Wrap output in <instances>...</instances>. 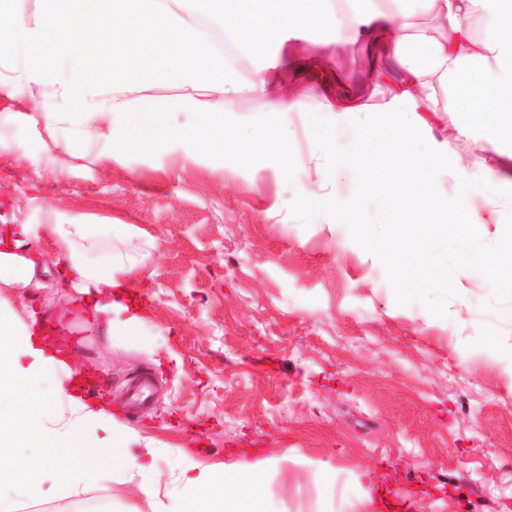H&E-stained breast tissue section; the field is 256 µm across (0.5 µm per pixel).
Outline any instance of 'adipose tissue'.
Wrapping results in <instances>:
<instances>
[{"mask_svg": "<svg viewBox=\"0 0 512 512\" xmlns=\"http://www.w3.org/2000/svg\"><path fill=\"white\" fill-rule=\"evenodd\" d=\"M18 0H0V93L26 84L48 89L40 112L22 114L25 124H44L58 156L75 155L91 139L112 159L127 146L155 154L173 146L211 156L230 152L242 163L274 149L277 177L301 159L321 168L328 190L300 199L304 214L346 225L356 248L385 263L403 304L425 292L447 293L449 264L483 279L487 303L474 309L477 344L512 366V346L499 343L497 326L512 325V218L493 208L512 198V179L465 173L424 115L445 110L450 131L486 137L500 156L512 158V0H345L337 17L331 0H39L31 17ZM482 16L483 36L468 25ZM315 27L332 39L316 41ZM236 46L252 65L244 78L237 59L224 53L213 32ZM294 42L310 44L328 61L344 47L368 49L395 67L397 91L380 94L379 83L363 93L323 98L308 113L311 149L300 156L281 132L299 111L294 81L301 65L289 53ZM276 44L267 55V44ZM201 89L178 109L142 111L139 96L159 82ZM476 93L487 111H469L465 95ZM262 95L265 109L232 111L244 94ZM380 96L376 107L365 97ZM188 113L176 123L174 111ZM242 124L262 139L239 144L227 128ZM353 183L350 195L331 186L338 174ZM489 201L481 212L473 198ZM378 198L390 214L413 211L414 222L394 225L375 238L362 202ZM0 246V512H17L27 499L79 495L103 472L135 479L156 498L153 466L130 455L131 434L113 425L106 443L88 434L104 420V407L74 393L76 371L60 349L35 336L34 310L11 305L16 289L40 286L43 255L29 240L51 241L56 262L91 317L109 339L132 335L139 321L132 305V276L141 245L133 225L76 217L43 224H13ZM107 245L103 258L90 254ZM280 464L267 457L204 466L188 455L176 462L182 490L162 512H271L269 475Z\"/></svg>", "mask_w": 512, "mask_h": 512, "instance_id": "1", "label": "adipose tissue"}]
</instances>
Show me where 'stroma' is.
<instances>
[{
    "label": "stroma",
    "instance_id": "obj_1",
    "mask_svg": "<svg viewBox=\"0 0 512 512\" xmlns=\"http://www.w3.org/2000/svg\"><path fill=\"white\" fill-rule=\"evenodd\" d=\"M370 66L346 50L327 73L300 74L305 96L288 127L300 153L321 93L355 92ZM37 103L24 88L0 97V224L57 212L134 225L141 322L118 343L85 324L73 289L27 288L11 301L69 336L131 431V454L161 479L154 502L110 476L84 503L20 512H95L107 501L154 512L179 493L183 451L205 465L281 458L277 512H317L319 463L336 469L335 512H512V499L492 493L512 482V370L477 346L472 323L487 285L458 273L444 323L401 306L394 278L352 248L345 226L289 221V204L320 190L307 162L279 181L269 154L242 164L175 147L108 162L92 147L54 175L49 133L14 118ZM426 119L465 171L512 177L485 140L449 134L447 113Z\"/></svg>",
    "mask_w": 512,
    "mask_h": 512
}]
</instances>
